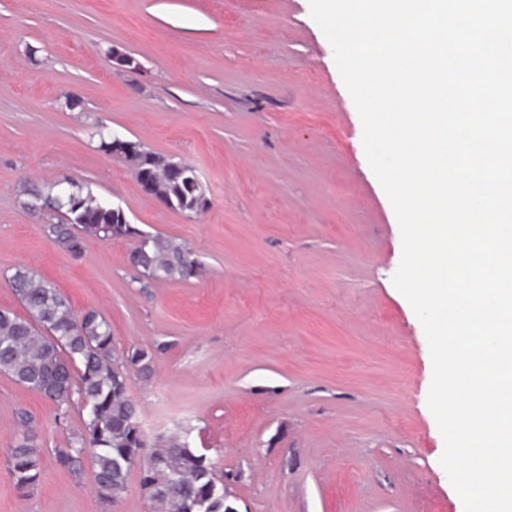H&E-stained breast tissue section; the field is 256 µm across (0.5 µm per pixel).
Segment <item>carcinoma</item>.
<instances>
[{
	"instance_id": "carcinoma-1",
	"label": "carcinoma",
	"mask_w": 512,
	"mask_h": 512,
	"mask_svg": "<svg viewBox=\"0 0 512 512\" xmlns=\"http://www.w3.org/2000/svg\"><path fill=\"white\" fill-rule=\"evenodd\" d=\"M124 161L134 169L152 163L163 176L155 191L174 201L191 199V173L167 174L168 158L129 141ZM74 192L81 198L77 212L57 199L54 185L23 181L18 187L21 207L46 219L44 230L73 255L82 252V238L111 241L119 235L136 240L144 277L155 281H188L201 275L202 264L185 242L159 233L149 234L131 224H119L112 204L98 197L78 180ZM9 283L25 314L0 309V375L53 402L58 418L68 416L78 404L86 411L83 432L67 448L56 452V461L73 471L90 459L94 490L107 501L120 497L131 466L149 469L147 482L152 512H225L224 484L206 453L180 447V434L148 436L139 426L136 404L127 393V378L115 366L112 329L97 311L78 316L70 301L48 281L19 267ZM138 374L150 377L153 353L134 347L126 353ZM18 418L26 427L10 449V470L23 489L41 474V448L29 416Z\"/></svg>"
}]
</instances>
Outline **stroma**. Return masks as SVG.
I'll return each mask as SVG.
<instances>
[{"instance_id": "stroma-1", "label": "stroma", "mask_w": 512, "mask_h": 512, "mask_svg": "<svg viewBox=\"0 0 512 512\" xmlns=\"http://www.w3.org/2000/svg\"><path fill=\"white\" fill-rule=\"evenodd\" d=\"M35 58H27L25 47ZM139 63L116 72L111 50ZM82 109L59 107L62 94ZM105 126L195 168L210 200L164 208L99 150ZM83 180L204 272L141 287L132 240L59 247L19 205L26 179ZM398 222L309 0H0V308L26 266L75 314L98 311L117 351L154 352L128 393L148 435L192 425L236 512H464L439 459L424 329L391 282ZM35 419L41 475L8 453ZM83 430L0 375V512H150L139 469L114 502L55 451Z\"/></svg>"}]
</instances>
